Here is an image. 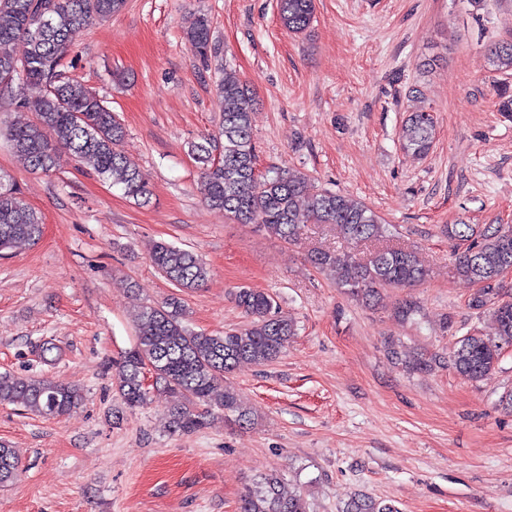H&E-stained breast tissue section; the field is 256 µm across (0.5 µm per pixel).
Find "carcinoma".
<instances>
[{
  "label": "carcinoma",
  "instance_id": "obj_1",
  "mask_svg": "<svg viewBox=\"0 0 512 512\" xmlns=\"http://www.w3.org/2000/svg\"><path fill=\"white\" fill-rule=\"evenodd\" d=\"M126 0H0V96L16 108L36 114L33 122L16 123L4 136L34 172L50 173L61 156L91 168L97 175L121 185L124 194L143 204L150 190L147 175L132 165L121 145L126 128L99 94L75 77L66 75L68 50L74 35L96 20L120 12ZM314 0H280V19L288 30L302 33L309 27ZM185 39L200 59L219 57L211 21L198 16ZM26 50L17 56L15 44ZM489 58L495 70L512 72V41L494 44ZM30 84L45 87L36 100L27 97ZM222 100V120L216 134L193 143L190 153L202 164L200 193L211 207L239 224H257L280 239L293 242L307 224H334L348 250H320L311 255L319 269L336 272L339 284L359 302L372 306L384 286L410 287L425 280L427 270L408 249L382 248L360 256L357 248L386 236V227L373 211L341 193L315 191L298 171L271 168L257 171L252 132L254 98L231 76L216 81ZM434 124L425 111L409 114L403 149L425 156L432 148ZM306 200L305 208L297 205ZM42 217L23 200L18 188L0 176V251L19 241L34 242L42 235ZM448 238L465 243L454 251L456 274L479 285L470 299L473 308L489 313L499 341L482 334L465 336L453 352L450 366L476 381L491 377L502 354V344L512 345V300L501 298L502 279L512 268V226L450 224ZM149 259L158 272L181 291L203 287L210 271L189 250L156 242ZM237 306L249 318L241 329L222 335L193 331L185 322L183 298L172 296L144 307L136 321L137 342L114 363L118 393L127 408L141 407L150 399L145 371L153 365L156 380L166 391L177 392L186 403L171 411L169 429L188 434L207 425L211 404L224 410V418L238 425L251 424L240 411L238 394L225 382L226 375L242 363L265 365L279 358L295 335L293 322L278 316L277 302L253 288L234 293ZM413 371L442 365L412 351L402 352ZM83 401L81 390L49 379L0 376V402H7L43 417H58ZM18 460L13 449L0 445V484L15 475ZM238 512H308L299 493H285L280 478L267 474L240 499ZM340 512H399L392 503L356 493Z\"/></svg>",
  "mask_w": 512,
  "mask_h": 512
}]
</instances>
